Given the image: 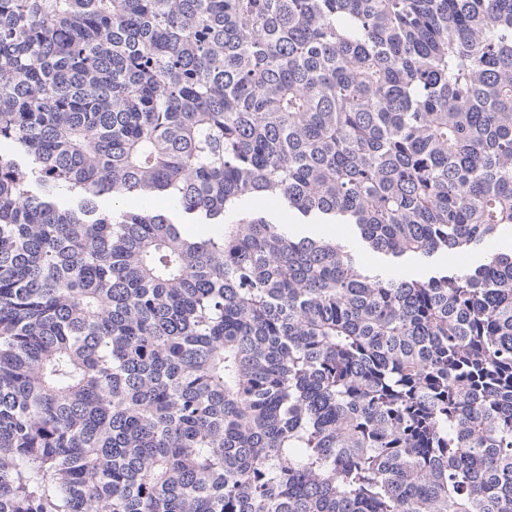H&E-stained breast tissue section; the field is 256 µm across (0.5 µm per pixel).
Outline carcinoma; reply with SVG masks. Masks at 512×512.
Segmentation results:
<instances>
[{
	"mask_svg": "<svg viewBox=\"0 0 512 512\" xmlns=\"http://www.w3.org/2000/svg\"><path fill=\"white\" fill-rule=\"evenodd\" d=\"M2 141L0 512H512V0H0ZM281 223L291 224L297 232L304 235H317L322 237L336 236L337 240H348L352 236L350 227L344 224H297L298 222L292 215H283ZM330 227H336V229H340V232L336 235L324 233V230Z\"/></svg>",
	"mask_w": 512,
	"mask_h": 512,
	"instance_id": "1",
	"label": "carcinoma"
}]
</instances>
